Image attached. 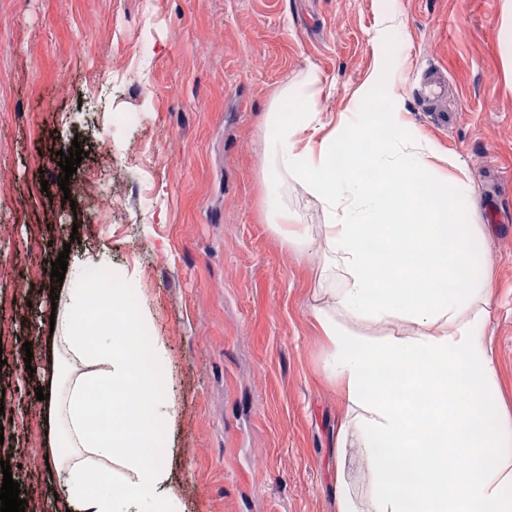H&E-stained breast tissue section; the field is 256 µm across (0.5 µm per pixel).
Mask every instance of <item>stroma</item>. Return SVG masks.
<instances>
[{"instance_id":"35a3bbf8","label":"stroma","mask_w":512,"mask_h":512,"mask_svg":"<svg viewBox=\"0 0 512 512\" xmlns=\"http://www.w3.org/2000/svg\"><path fill=\"white\" fill-rule=\"evenodd\" d=\"M409 36L400 72L411 122L464 169L468 220L487 231L489 337L512 413V43L504 0H0V456L25 512H57L59 475L37 388L51 375L53 262L104 259L133 289L174 415L162 436L183 512H336V480L366 465L338 445L344 405L314 317L321 253L288 248L262 216V120L312 69L337 120L376 65L387 2ZM91 56L75 55L79 37ZM448 71L456 124L432 128L415 70ZM114 80L97 86V69ZM149 92H142V85ZM127 112L129 127L112 115ZM102 173L63 203L58 151ZM115 196L111 215L99 201ZM31 350H24V342Z\"/></svg>"}]
</instances>
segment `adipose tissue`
I'll return each instance as SVG.
<instances>
[{"instance_id": "obj_1", "label": "adipose tissue", "mask_w": 512, "mask_h": 512, "mask_svg": "<svg viewBox=\"0 0 512 512\" xmlns=\"http://www.w3.org/2000/svg\"><path fill=\"white\" fill-rule=\"evenodd\" d=\"M372 43L383 65L336 122L317 109L326 86L315 71L272 100L262 153L268 221L287 246L323 253L333 307L316 318L345 403L341 442L370 469L367 512H512V418L500 411L487 338L492 282L471 272L484 234L461 209L474 188L447 176L440 147L405 118L394 72L407 42L393 9ZM287 180L315 202L321 224L281 202ZM369 240L382 243L381 256L367 251ZM128 295L70 288L57 307L52 350L80 366L48 397V421L68 449L52 460L67 512H128L144 497L148 512H181L163 460L143 448L165 416L164 383L137 353L141 316L132 314L124 336L90 343L78 331L97 305L121 307ZM380 364L386 377L374 373ZM112 386L126 413L120 441L91 419L92 390ZM112 462L125 472L123 492L96 491Z\"/></svg>"}]
</instances>
